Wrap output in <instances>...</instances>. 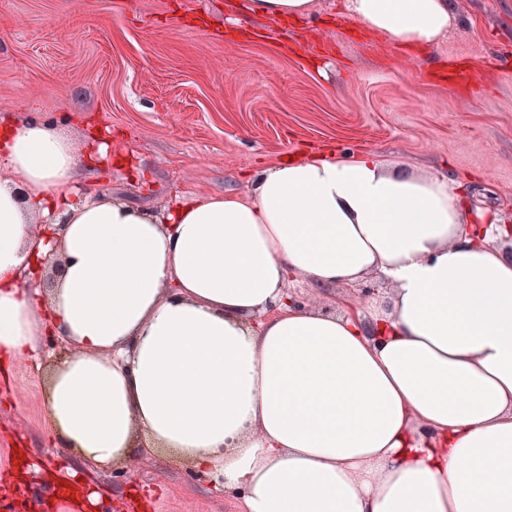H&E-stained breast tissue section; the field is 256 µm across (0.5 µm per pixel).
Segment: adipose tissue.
I'll list each match as a JSON object with an SVG mask.
<instances>
[{"mask_svg": "<svg viewBox=\"0 0 512 512\" xmlns=\"http://www.w3.org/2000/svg\"><path fill=\"white\" fill-rule=\"evenodd\" d=\"M343 7L419 50L453 21L449 0ZM314 9L248 2L261 19ZM96 160L0 117V358L47 331L72 345L47 381L58 446L97 468L144 445L181 457L242 512H512V253L474 241L447 177L292 157L248 194L158 213L74 195ZM52 254L53 287L29 288ZM291 274L392 293L329 314L290 300Z\"/></svg>", "mask_w": 512, "mask_h": 512, "instance_id": "obj_1", "label": "adipose tissue"}]
</instances>
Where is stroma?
Segmentation results:
<instances>
[{
	"label": "stroma",
	"mask_w": 512,
	"mask_h": 512,
	"mask_svg": "<svg viewBox=\"0 0 512 512\" xmlns=\"http://www.w3.org/2000/svg\"><path fill=\"white\" fill-rule=\"evenodd\" d=\"M456 22L418 53L366 35L343 0L310 18L246 21L247 0H0V115H35L77 149L93 129L123 155L81 192L158 211L249 190L248 174L301 153L370 152L443 173L471 207L512 225V0H452ZM477 73L449 85L448 73ZM51 337L0 380V485L14 512H73L49 477L42 374ZM37 472L19 474V458ZM97 512H241L212 476L159 452L80 467Z\"/></svg>",
	"instance_id": "stroma-1"
}]
</instances>
